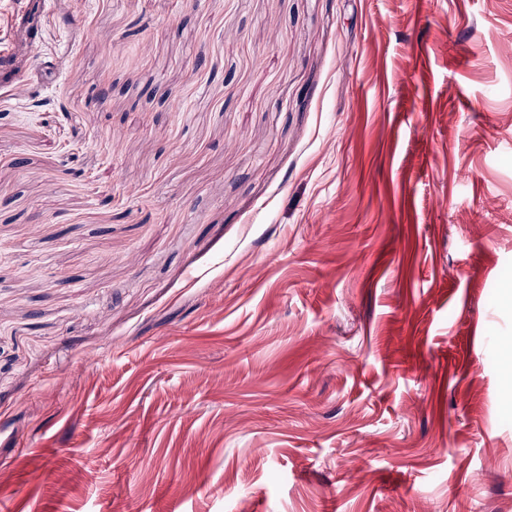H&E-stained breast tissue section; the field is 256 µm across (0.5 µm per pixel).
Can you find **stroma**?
I'll return each instance as SVG.
<instances>
[{"label":"stroma","instance_id":"35a3bbf8","mask_svg":"<svg viewBox=\"0 0 512 512\" xmlns=\"http://www.w3.org/2000/svg\"><path fill=\"white\" fill-rule=\"evenodd\" d=\"M512 0H0V512H512Z\"/></svg>","mask_w":512,"mask_h":512}]
</instances>
